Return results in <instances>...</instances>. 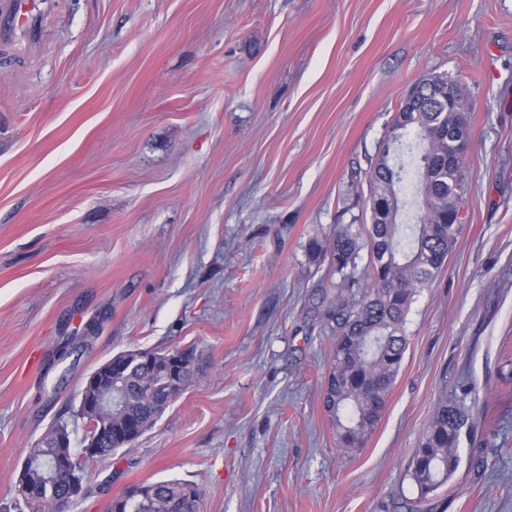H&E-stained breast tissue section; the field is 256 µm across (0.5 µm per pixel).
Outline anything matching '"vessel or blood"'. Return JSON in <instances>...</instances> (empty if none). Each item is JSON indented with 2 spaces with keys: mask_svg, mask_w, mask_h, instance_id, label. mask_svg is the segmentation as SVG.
<instances>
[{
  "mask_svg": "<svg viewBox=\"0 0 512 512\" xmlns=\"http://www.w3.org/2000/svg\"><path fill=\"white\" fill-rule=\"evenodd\" d=\"M57 0H0V44L37 45Z\"/></svg>",
  "mask_w": 512,
  "mask_h": 512,
  "instance_id": "1",
  "label": "vessel or blood"
}]
</instances>
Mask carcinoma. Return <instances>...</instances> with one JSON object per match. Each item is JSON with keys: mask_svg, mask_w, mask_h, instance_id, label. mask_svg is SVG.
<instances>
[{"mask_svg": "<svg viewBox=\"0 0 512 512\" xmlns=\"http://www.w3.org/2000/svg\"><path fill=\"white\" fill-rule=\"evenodd\" d=\"M415 88L403 99L386 142L370 162V201L385 204L384 220L372 207L370 214H353L332 234L315 235L306 244L309 264L326 267V274L336 278L327 286L321 281L312 285L309 313L332 339L323 403L332 418L336 445L347 453L364 447L380 420L402 366L414 298L442 272L463 230V224L448 222L469 192L451 133L455 118L448 111V97L465 110L464 92L455 80L440 75L422 78ZM396 143L415 162L414 224L399 223L405 208L399 196L405 166L391 155ZM364 249L369 262L360 272ZM172 394L166 368L133 372L121 385L112 386V425L131 423L144 434L151 431L172 405ZM73 413L85 432L80 448L71 450L72 470L85 476L90 459L84 447L98 435L99 420L76 409ZM464 436L476 441L470 408L462 399L440 401L407 467L418 491L413 512H422L457 472ZM53 453L39 444L29 451L22 473L28 481L25 512H58L59 500L66 496L64 478L52 494L44 485L53 472ZM200 500V490L191 481L138 483L117 492L106 512H199Z\"/></svg>", "mask_w": 512, "mask_h": 512, "instance_id": "cac0c4a2", "label": "carcinoma"}]
</instances>
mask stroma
<instances>
[{"label": "stroma", "instance_id": "1", "mask_svg": "<svg viewBox=\"0 0 512 512\" xmlns=\"http://www.w3.org/2000/svg\"><path fill=\"white\" fill-rule=\"evenodd\" d=\"M6 54L0 512L84 376L133 349L191 350L196 381L65 512L170 479L200 512H407L410 456L464 380L477 438L434 512H512V0H59ZM441 74L470 105L464 230L346 453L305 246L365 208L402 100Z\"/></svg>", "mask_w": 512, "mask_h": 512}]
</instances>
